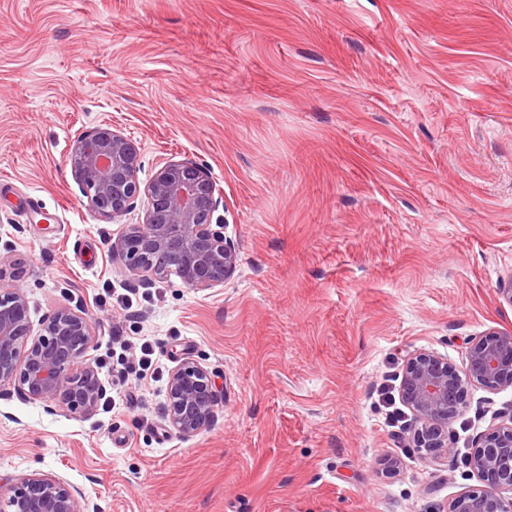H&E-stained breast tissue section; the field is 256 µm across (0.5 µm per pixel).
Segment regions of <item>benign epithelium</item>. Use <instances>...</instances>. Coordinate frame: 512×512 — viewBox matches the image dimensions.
Masks as SVG:
<instances>
[{
  "label": "benign epithelium",
  "mask_w": 512,
  "mask_h": 512,
  "mask_svg": "<svg viewBox=\"0 0 512 512\" xmlns=\"http://www.w3.org/2000/svg\"><path fill=\"white\" fill-rule=\"evenodd\" d=\"M76 179L92 208L117 221L144 200V222L126 227L112 254L128 276L149 286L176 275L193 290L224 285L239 265L238 252L214 214L224 190L195 161H162L146 184L138 178V146L108 125L81 134L71 152ZM93 324L80 309L61 307L32 336L27 296L14 284L0 289V387L13 385L29 400L92 413L105 389L87 358ZM512 386V332H492L473 342L465 374L432 352L408 358L398 387L413 416L408 447L430 462L455 454L450 425L467 406L469 387ZM220 394L213 375L193 359L182 360L167 384V421L178 434H198L214 418ZM469 466L481 488L458 494L448 512H512V414L472 444ZM0 512H87L82 493L64 479L33 473L0 493Z\"/></svg>",
  "instance_id": "7a95c632"
}]
</instances>
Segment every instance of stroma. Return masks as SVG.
<instances>
[{"label":"stroma","instance_id":"1","mask_svg":"<svg viewBox=\"0 0 512 512\" xmlns=\"http://www.w3.org/2000/svg\"><path fill=\"white\" fill-rule=\"evenodd\" d=\"M100 124L140 181L208 168L232 279L126 276L69 162ZM0 271L32 323L88 314L111 403L0 389V487L57 475L90 512H447L512 387H471L432 463L378 392L416 352L462 372L512 331V0H0ZM117 333L153 346L140 389ZM186 358L222 396L191 437L166 420Z\"/></svg>","mask_w":512,"mask_h":512}]
</instances>
